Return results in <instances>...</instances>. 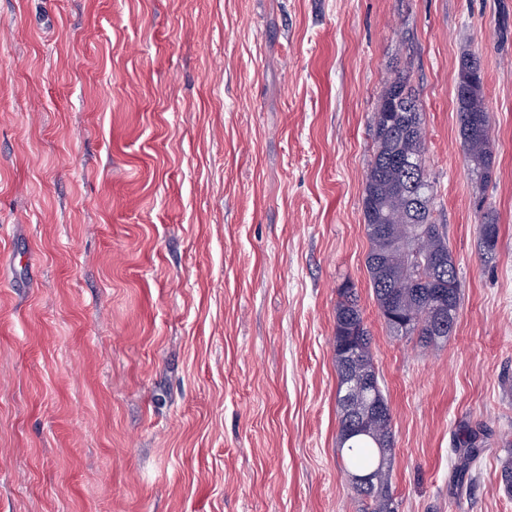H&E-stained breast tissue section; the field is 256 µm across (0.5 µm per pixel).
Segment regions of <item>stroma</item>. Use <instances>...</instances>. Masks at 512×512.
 Wrapping results in <instances>:
<instances>
[{
  "label": "stroma",
  "instance_id": "stroma-1",
  "mask_svg": "<svg viewBox=\"0 0 512 512\" xmlns=\"http://www.w3.org/2000/svg\"><path fill=\"white\" fill-rule=\"evenodd\" d=\"M466 53L486 186L459 137ZM397 73L462 283L438 348L390 334L365 264ZM346 281L399 512H512V0H0V512H360L338 451ZM483 73L479 74L477 82L483 84ZM477 82L466 77L462 85L456 84L457 112L459 114L460 136L464 147L470 171L479 177L481 182L488 183L492 179L494 166V142L491 136V122L483 91L457 93V87L470 90ZM479 234L482 255L485 256V259H493L496 255L498 242V222L494 211L490 207L483 213Z\"/></svg>",
  "mask_w": 512,
  "mask_h": 512
}]
</instances>
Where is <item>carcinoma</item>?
Instances as JSON below:
<instances>
[{"instance_id": "cac0c4a2", "label": "carcinoma", "mask_w": 512, "mask_h": 512, "mask_svg": "<svg viewBox=\"0 0 512 512\" xmlns=\"http://www.w3.org/2000/svg\"><path fill=\"white\" fill-rule=\"evenodd\" d=\"M456 98L461 142L470 171L488 183L494 166V142L483 92L458 94ZM372 137L374 152L366 179L363 217L370 242L366 267L373 295L391 335L415 336L421 346L437 348L448 340V331L430 327L434 281L448 277L454 283L448 289V304L456 310L462 285L445 225L433 218L435 182L423 175L420 193L424 205L418 208L412 174L403 166V159L420 157L425 150L422 104L404 78H396L383 89ZM479 234L483 256L494 258L498 222L490 208L483 213ZM437 258L444 259L439 268L434 266ZM338 296L334 362L339 380V447L345 453L347 472L371 475L368 487L351 485L363 504L362 512H398L389 486L394 446L391 414H377L378 409L388 408V403L373 362L372 336L354 284L338 289ZM348 343L359 351L353 361L345 349ZM348 382L362 384L356 411L340 399Z\"/></svg>"}]
</instances>
